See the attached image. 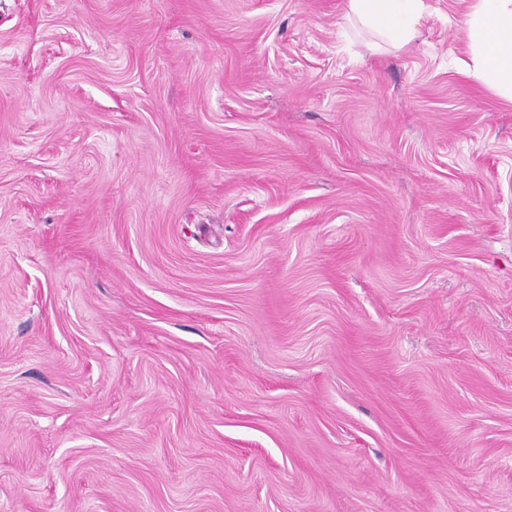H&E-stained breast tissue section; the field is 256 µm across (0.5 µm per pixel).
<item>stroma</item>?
Listing matches in <instances>:
<instances>
[{
    "mask_svg": "<svg viewBox=\"0 0 512 512\" xmlns=\"http://www.w3.org/2000/svg\"><path fill=\"white\" fill-rule=\"evenodd\" d=\"M346 5L0 0V512H512V103Z\"/></svg>",
    "mask_w": 512,
    "mask_h": 512,
    "instance_id": "1",
    "label": "stroma"
}]
</instances>
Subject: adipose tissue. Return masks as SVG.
I'll return each mask as SVG.
<instances>
[{
    "instance_id": "1",
    "label": "adipose tissue",
    "mask_w": 512,
    "mask_h": 512,
    "mask_svg": "<svg viewBox=\"0 0 512 512\" xmlns=\"http://www.w3.org/2000/svg\"><path fill=\"white\" fill-rule=\"evenodd\" d=\"M419 0H348V10L384 40L401 46L417 35ZM472 76L512 101V0H469Z\"/></svg>"
}]
</instances>
